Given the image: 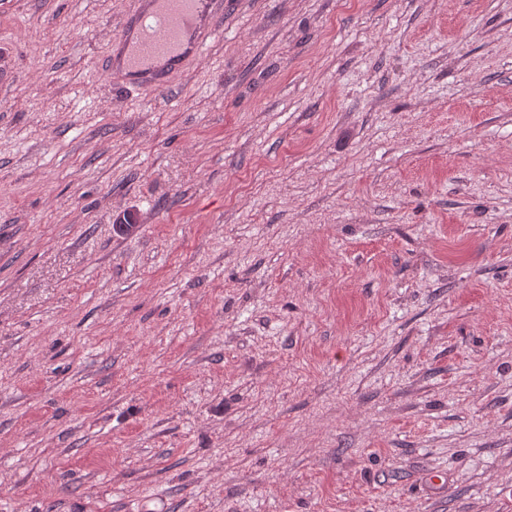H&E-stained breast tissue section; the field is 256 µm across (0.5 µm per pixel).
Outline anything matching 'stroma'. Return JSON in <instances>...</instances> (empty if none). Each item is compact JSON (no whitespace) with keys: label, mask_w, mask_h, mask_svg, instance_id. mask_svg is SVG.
<instances>
[{"label":"stroma","mask_w":512,"mask_h":512,"mask_svg":"<svg viewBox=\"0 0 512 512\" xmlns=\"http://www.w3.org/2000/svg\"><path fill=\"white\" fill-rule=\"evenodd\" d=\"M126 10L0 0V512H512V0ZM129 2L124 24L112 40L111 76L124 75L115 65L121 59L129 69L124 72L136 80L130 82L150 92L170 87L172 77L201 56L215 35L210 17L224 7L222 0H152L150 7L146 0Z\"/></svg>","instance_id":"obj_1"}]
</instances>
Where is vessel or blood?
<instances>
[{
    "instance_id": "vessel-or-blood-1",
    "label": "vessel or blood",
    "mask_w": 512,
    "mask_h": 512,
    "mask_svg": "<svg viewBox=\"0 0 512 512\" xmlns=\"http://www.w3.org/2000/svg\"><path fill=\"white\" fill-rule=\"evenodd\" d=\"M223 6V0H129L112 56L137 86L151 92L170 87L173 76L201 56L215 34L210 17Z\"/></svg>"
}]
</instances>
